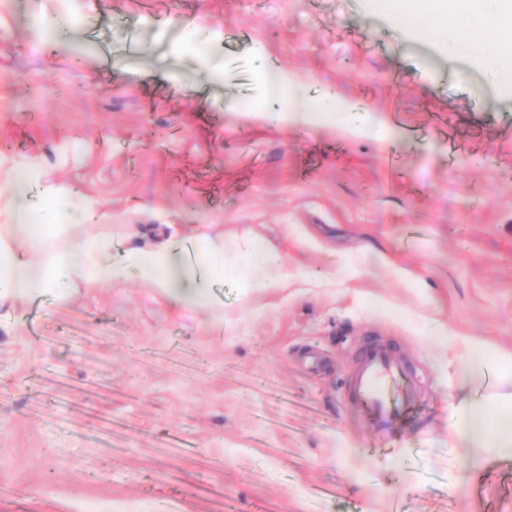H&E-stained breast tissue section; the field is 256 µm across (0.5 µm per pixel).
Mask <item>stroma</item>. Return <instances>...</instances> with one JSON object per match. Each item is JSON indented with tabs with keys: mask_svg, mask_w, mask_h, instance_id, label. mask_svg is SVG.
<instances>
[{
	"mask_svg": "<svg viewBox=\"0 0 512 512\" xmlns=\"http://www.w3.org/2000/svg\"><path fill=\"white\" fill-rule=\"evenodd\" d=\"M386 12L83 0L37 40L59 0H0V160L67 191L44 223L224 238L188 316L135 271L0 300V512H512V451L449 423L512 393L457 385L512 353V88ZM268 68L355 109L273 121ZM371 340L415 383L392 427L345 392ZM491 359L489 348L483 342H474L465 369L467 379L474 384L479 383L488 371Z\"/></svg>",
	"mask_w": 512,
	"mask_h": 512,
	"instance_id": "stroma-1",
	"label": "stroma"
}]
</instances>
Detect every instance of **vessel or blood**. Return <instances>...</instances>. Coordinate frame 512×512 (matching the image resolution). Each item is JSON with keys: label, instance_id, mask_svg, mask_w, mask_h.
<instances>
[{"label": "vessel or blood", "instance_id": "vessel-or-blood-1", "mask_svg": "<svg viewBox=\"0 0 512 512\" xmlns=\"http://www.w3.org/2000/svg\"><path fill=\"white\" fill-rule=\"evenodd\" d=\"M413 384L403 362L388 345L362 347L349 376L348 397L374 422L401 421L411 402Z\"/></svg>", "mask_w": 512, "mask_h": 512}]
</instances>
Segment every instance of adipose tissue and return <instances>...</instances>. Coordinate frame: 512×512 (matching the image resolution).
I'll use <instances>...</instances> for the list:
<instances>
[{
	"instance_id": "1",
	"label": "adipose tissue",
	"mask_w": 512,
	"mask_h": 512,
	"mask_svg": "<svg viewBox=\"0 0 512 512\" xmlns=\"http://www.w3.org/2000/svg\"><path fill=\"white\" fill-rule=\"evenodd\" d=\"M493 0H438L437 8L425 15L415 16L414 0H398L388 14L390 24L403 28L410 20L429 29L437 37L453 45L483 41L486 30H495L499 39L512 45V14L491 7ZM466 10L484 17L486 29L461 25L449 27V15ZM13 187L12 198L23 221L0 227V297L27 301L41 296L46 289L83 281L96 287H107L122 281L129 267H137L152 280L165 298L180 310L197 307L199 283L213 275L223 261L224 244L213 239L207 225H199L186 243V251L171 249L163 243L153 248H123L121 240L111 233L70 241L66 246L44 251L39 264H32L20 252L32 230L31 223L39 212L27 201L38 183L31 163L14 165L8 171ZM496 407L501 412L496 426H489L491 407L474 404L457 413L452 423L456 434L481 454L490 449L512 447V397H500Z\"/></svg>"
}]
</instances>
